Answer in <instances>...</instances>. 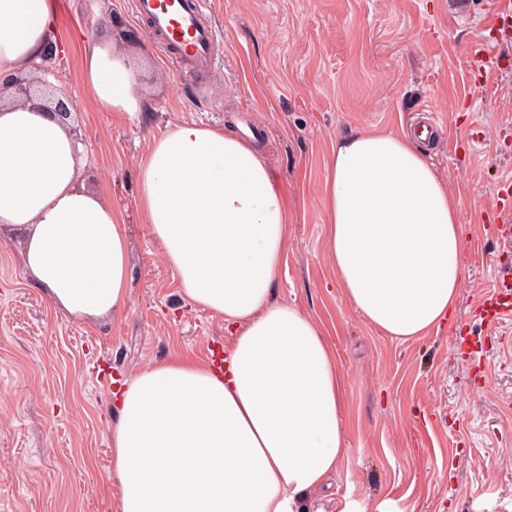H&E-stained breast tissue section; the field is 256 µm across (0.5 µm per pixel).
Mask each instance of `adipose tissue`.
<instances>
[{
	"label": "adipose tissue",
	"mask_w": 512,
	"mask_h": 512,
	"mask_svg": "<svg viewBox=\"0 0 512 512\" xmlns=\"http://www.w3.org/2000/svg\"><path fill=\"white\" fill-rule=\"evenodd\" d=\"M57 0H0V74L59 52ZM96 105L139 121L140 74L109 42L84 56ZM83 148L29 105L0 107V228L50 302L96 321L129 302L118 210L80 181ZM137 204L180 293L223 317L224 365L181 355L112 395L118 512H300L342 456L336 353L299 307L273 298L288 255V196L261 154L190 122L154 137ZM336 282L384 335L414 340L455 313L465 229L455 197L402 131L337 138L322 195Z\"/></svg>",
	"instance_id": "ef3b65f1"
}]
</instances>
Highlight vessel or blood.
<instances>
[{"instance_id": "obj_1", "label": "vessel or blood", "mask_w": 512, "mask_h": 512, "mask_svg": "<svg viewBox=\"0 0 512 512\" xmlns=\"http://www.w3.org/2000/svg\"><path fill=\"white\" fill-rule=\"evenodd\" d=\"M211 0H136V16L145 21L165 55L175 56L188 67L206 74L215 52L213 32L201 18ZM490 24L501 39H512V0H489ZM491 213L503 225L512 223V192L494 193ZM474 311L488 328L512 318V278L481 295Z\"/></svg>"}]
</instances>
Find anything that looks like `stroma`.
<instances>
[{
	"instance_id": "obj_1",
	"label": "stroma",
	"mask_w": 512,
	"mask_h": 512,
	"mask_svg": "<svg viewBox=\"0 0 512 512\" xmlns=\"http://www.w3.org/2000/svg\"><path fill=\"white\" fill-rule=\"evenodd\" d=\"M58 2L66 51L46 78L77 112L82 181L122 214L132 288L121 313L73 320L28 277L19 236L0 240V512H114L110 381L229 341L223 318L180 294L136 203L153 136L187 122L262 129L256 147L291 204L274 297L311 315L336 351L345 452L306 512H512V322L484 367L455 342L486 335L473 303L512 267V238L485 222L493 188L512 179V69L481 76L467 53L488 33L487 0H212L209 80L160 51L134 0ZM91 35L139 68L140 123L87 92ZM425 107L444 122L427 156L459 202L466 281L448 326L401 341L336 284L321 197L337 137L409 129Z\"/></svg>"
}]
</instances>
